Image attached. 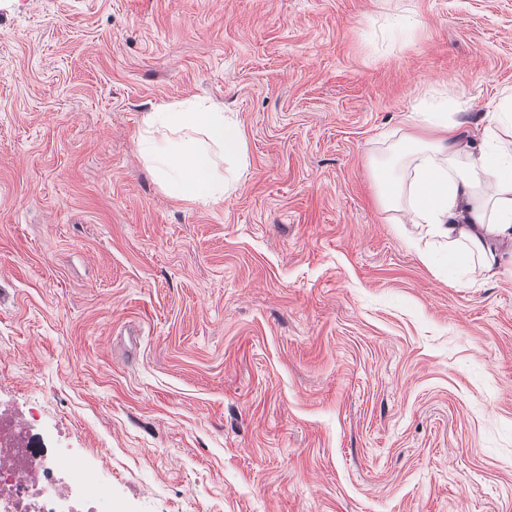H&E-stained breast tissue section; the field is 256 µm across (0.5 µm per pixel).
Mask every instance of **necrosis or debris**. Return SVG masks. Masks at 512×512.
I'll return each mask as SVG.
<instances>
[{"label":"necrosis or debris","mask_w":512,"mask_h":512,"mask_svg":"<svg viewBox=\"0 0 512 512\" xmlns=\"http://www.w3.org/2000/svg\"><path fill=\"white\" fill-rule=\"evenodd\" d=\"M0 512H115L112 481L37 442L31 423L0 404Z\"/></svg>","instance_id":"obj_1"}]
</instances>
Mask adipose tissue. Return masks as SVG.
<instances>
[{
    "mask_svg": "<svg viewBox=\"0 0 512 512\" xmlns=\"http://www.w3.org/2000/svg\"><path fill=\"white\" fill-rule=\"evenodd\" d=\"M414 119L430 138L403 136L375 162L382 210L406 213L420 251L445 241L449 275L475 268L494 276L503 255H512V92H501L471 140L445 112L418 110ZM143 124L146 155L169 194L217 204L235 190L225 163L237 174L247 167L235 120L194 100L160 105Z\"/></svg>",
    "mask_w": 512,
    "mask_h": 512,
    "instance_id": "ef3b65f1",
    "label": "adipose tissue"
}]
</instances>
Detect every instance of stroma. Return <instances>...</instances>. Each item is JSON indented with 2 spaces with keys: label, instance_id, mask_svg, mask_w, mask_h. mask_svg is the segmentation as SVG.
I'll use <instances>...</instances> for the list:
<instances>
[{
  "label": "stroma",
  "instance_id": "35a3bbf8",
  "mask_svg": "<svg viewBox=\"0 0 512 512\" xmlns=\"http://www.w3.org/2000/svg\"><path fill=\"white\" fill-rule=\"evenodd\" d=\"M507 87L512 0H0V398L118 512H512V264L449 279L372 176ZM191 98L216 205L138 141ZM143 124L147 135L140 142L169 194L218 204L235 190L247 167V147L224 112L200 100L177 101L145 114ZM224 160L234 165L235 177L224 178Z\"/></svg>",
  "mask_w": 512,
  "mask_h": 512
}]
</instances>
